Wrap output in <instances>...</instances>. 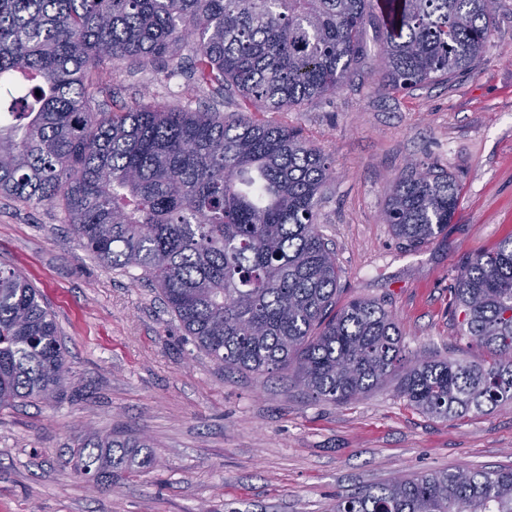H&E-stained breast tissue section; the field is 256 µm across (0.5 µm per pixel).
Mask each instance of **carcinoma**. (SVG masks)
Returning a JSON list of instances; mask_svg holds the SVG:
<instances>
[{
  "label": "carcinoma",
  "mask_w": 512,
  "mask_h": 512,
  "mask_svg": "<svg viewBox=\"0 0 512 512\" xmlns=\"http://www.w3.org/2000/svg\"><path fill=\"white\" fill-rule=\"evenodd\" d=\"M383 2L381 80L394 92L472 70L495 27L497 0H0V194L63 209L82 247L141 270L227 369L289 372L336 405L396 378L398 396L436 418L512 410V236L466 256L448 299L490 362L409 357L381 303L337 306L343 271L316 225L330 159L286 124L218 108L238 98L288 112L336 93ZM121 57L162 60L164 79L215 101L105 111L103 73ZM458 203L453 173L412 162L383 219L417 248ZM67 383L37 288L0 267V407L49 401ZM148 447L142 432L90 433L77 471L110 491ZM336 512H512V468L399 476L338 498Z\"/></svg>",
  "instance_id": "1"
}]
</instances>
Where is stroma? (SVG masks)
<instances>
[{
  "label": "stroma",
  "mask_w": 512,
  "mask_h": 512,
  "mask_svg": "<svg viewBox=\"0 0 512 512\" xmlns=\"http://www.w3.org/2000/svg\"><path fill=\"white\" fill-rule=\"evenodd\" d=\"M382 33L335 94L271 120L302 129L333 161L318 226L343 270L340 303L371 299L399 321L406 351L483 362L448 309L461 260L512 235V0L472 71L414 90L381 86ZM105 109L150 94L174 107L205 89L157 66L113 62ZM455 173L459 206L433 242L411 248L382 219L408 162ZM0 266L40 288L69 384L47 403L0 409V512H333L337 496L398 475L512 466V412L426 416L393 384L343 405L281 374L219 366L185 335L157 288L102 264L61 209L0 194ZM145 431L148 464L92 490L76 471L85 433Z\"/></svg>",
  "instance_id": "obj_1"
}]
</instances>
